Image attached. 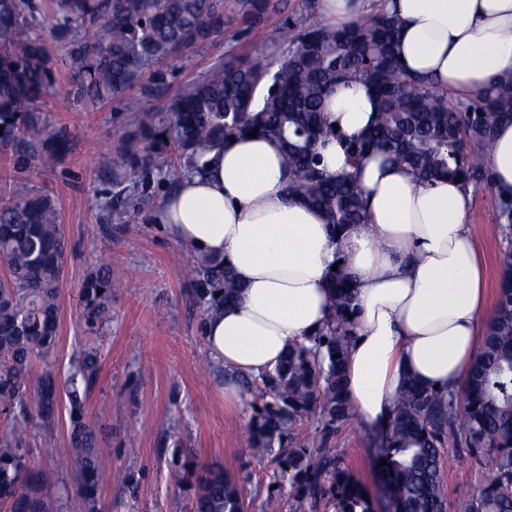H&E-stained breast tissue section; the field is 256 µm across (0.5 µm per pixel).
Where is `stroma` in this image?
<instances>
[{
    "instance_id": "stroma-1",
    "label": "stroma",
    "mask_w": 512,
    "mask_h": 512,
    "mask_svg": "<svg viewBox=\"0 0 512 512\" xmlns=\"http://www.w3.org/2000/svg\"><path fill=\"white\" fill-rule=\"evenodd\" d=\"M271 9L249 26L234 12L225 16L223 36L179 49L165 67L167 91L147 98L141 87L135 100L153 112L166 111L184 88L229 57L260 58L275 49L277 28L287 18L305 17L304 0H270ZM57 59L55 91L44 98V122L67 132L68 149L53 167L13 164L11 144L0 142V181L14 191L38 190L57 202L68 261L60 287L59 338L52 362L66 376L81 340L79 291L86 273L110 260L127 269L129 279L112 298V323L102 337L100 370L88 392L86 414L97 430L104 454L100 461L101 512H191V493L182 481L183 462L217 466L242 478L246 512H265L263 482L267 466L247 446L252 406L229 409L224 389L208 367L203 336V308L185 277L193 253L168 239L153 222L116 225L103 209L112 194L107 171L121 144L125 100L95 101L72 95L61 56L63 45L48 43ZM472 222L485 266L488 302H495L507 245L496 219V197L487 189L472 195ZM175 427L177 442L166 441L163 425ZM69 411L61 409L53 431L35 430L27 446L41 465H61L69 443ZM336 455L372 496L382 477L375 464L371 431L353 419L333 441ZM446 495L473 486L488 471L464 449L447 447Z\"/></svg>"
}]
</instances>
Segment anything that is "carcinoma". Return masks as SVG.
I'll return each mask as SVG.
<instances>
[{"instance_id": "obj_1", "label": "carcinoma", "mask_w": 512, "mask_h": 512, "mask_svg": "<svg viewBox=\"0 0 512 512\" xmlns=\"http://www.w3.org/2000/svg\"><path fill=\"white\" fill-rule=\"evenodd\" d=\"M49 5L53 37L64 44L77 96L119 98L145 74L152 96L167 87L159 64L181 47L224 32L226 0H0V140L13 144L16 165L55 163L66 150L62 131L43 123L39 105L53 83L54 62L28 21ZM268 0H233L243 19L262 18ZM397 18L376 11L360 24L330 28L286 19L277 51L256 61L212 68L187 87L166 112L128 107L120 157L112 161L115 224L153 220L147 213L155 181L168 189L206 172V157L224 141L253 130L282 149L285 194L322 216L342 250L348 230L366 223L367 200L356 169L380 154L410 169L425 184L448 177L465 188H491L485 155L499 124L512 123V76L495 80L476 99L451 105L448 90L400 63ZM363 79L375 90L377 112L366 133L338 136L350 169L334 175L321 166L320 141L337 136L323 103L337 87ZM499 224L512 235V198L497 199ZM331 273L332 311L322 329L289 344L272 368L243 378L253 399L248 447L271 468L266 512H375L372 498L328 445L355 410L345 392L356 284L342 262ZM0 505L7 512H101L96 428L87 421V388L98 349L76 347L65 389L49 369L33 391L26 382L33 358L48 361L59 329V288L67 265L55 199L26 192L0 204ZM209 316L236 298L241 285L224 260L200 256L187 269ZM125 275L101 264L87 274L80 303L88 330L112 321V295ZM339 358H334V355ZM70 415L71 453L65 471L79 486L69 498L61 473L32 463L24 448L31 426L55 427L60 394ZM314 417L313 435H301ZM376 461L387 479L384 512H447L443 449L463 448L490 473L475 487H459V512H512V255L505 258L494 313L474 362L459 382L438 389L407 379L380 432ZM193 512H245L238 481L222 468L194 475Z\"/></svg>"}]
</instances>
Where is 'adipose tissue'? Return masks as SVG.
I'll use <instances>...</instances> for the list:
<instances>
[{
	"label": "adipose tissue",
	"mask_w": 512,
	"mask_h": 512,
	"mask_svg": "<svg viewBox=\"0 0 512 512\" xmlns=\"http://www.w3.org/2000/svg\"><path fill=\"white\" fill-rule=\"evenodd\" d=\"M376 6L402 23L405 66L451 94L472 98L512 74V0H319L318 15L348 26ZM325 110L341 134H360L372 124L373 91L363 82L339 88ZM486 165L494 193L512 195V124L498 128ZM358 179L368 221L340 249L317 213L286 200L280 147L258 136L224 143L211 173L185 179L161 202L159 228L196 254L224 258L243 285L204 324L208 354L226 372V404L245 406L242 378L273 367L293 340L326 323L341 250L356 277L346 389L361 421L387 422L407 377L444 386L474 360L489 314L470 191L448 179L418 185L376 158Z\"/></svg>",
	"instance_id": "obj_1"
}]
</instances>
